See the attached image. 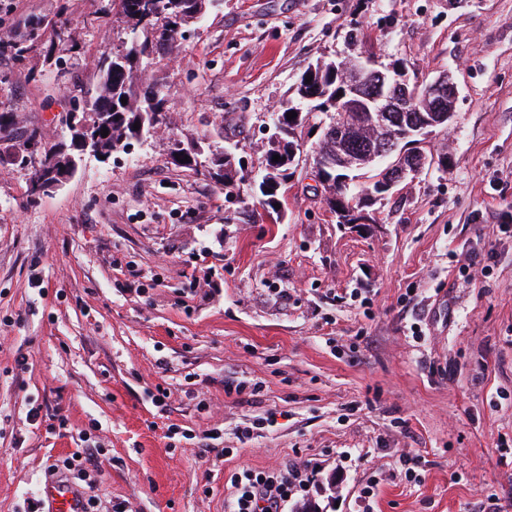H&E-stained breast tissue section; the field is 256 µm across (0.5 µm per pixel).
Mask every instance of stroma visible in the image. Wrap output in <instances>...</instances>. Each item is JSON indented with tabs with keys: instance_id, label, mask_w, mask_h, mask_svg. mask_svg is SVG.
<instances>
[{
	"instance_id": "1",
	"label": "stroma",
	"mask_w": 512,
	"mask_h": 512,
	"mask_svg": "<svg viewBox=\"0 0 512 512\" xmlns=\"http://www.w3.org/2000/svg\"><path fill=\"white\" fill-rule=\"evenodd\" d=\"M57 4L0 0V35L39 16L83 47L65 74L0 56V112L51 135L120 43L102 22L112 0ZM359 57L458 89L428 144L447 165L375 205V223L327 208L311 175L320 112L297 130L277 223L250 217L248 187L228 197L172 164L174 141L194 140L256 171L308 66ZM146 77L169 89L163 132L85 157L36 199L27 171L0 170V512L39 500L79 430L101 445L89 474L106 510L225 512L235 467L308 459L319 485L296 500L319 512H512V0H214ZM208 268L204 298L191 275ZM241 381L258 395L226 394ZM33 406L63 410L68 431L30 425ZM255 423L235 458L205 445Z\"/></svg>"
}]
</instances>
